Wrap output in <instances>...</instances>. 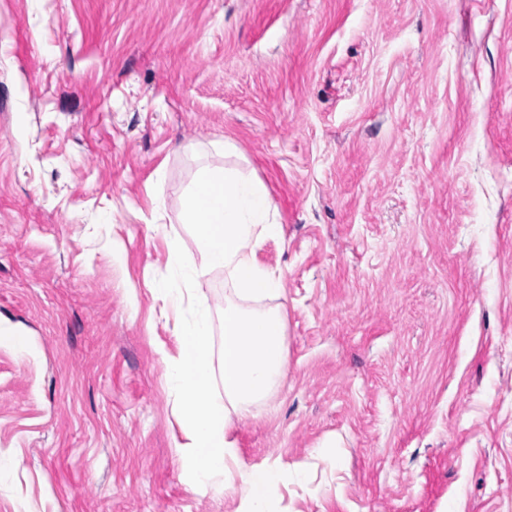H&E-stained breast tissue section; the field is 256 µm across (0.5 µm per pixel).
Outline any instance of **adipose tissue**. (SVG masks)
Returning <instances> with one entry per match:
<instances>
[{"label": "adipose tissue", "instance_id": "obj_1", "mask_svg": "<svg viewBox=\"0 0 512 512\" xmlns=\"http://www.w3.org/2000/svg\"><path fill=\"white\" fill-rule=\"evenodd\" d=\"M183 217L197 231L201 261L188 263L171 252L176 278L163 290L186 311L181 353L167 366L191 437L185 467L196 485L240 493L247 512H272L284 472L276 465L243 466L233 432L236 421L267 400L288 373L285 315L262 305L282 294V278L257 259L261 242L278 233L275 207L252 173L231 164L204 165L183 198ZM215 268L223 269L232 293L224 301L219 359L213 352L212 310L196 290ZM234 468L240 476L236 484L227 479Z\"/></svg>", "mask_w": 512, "mask_h": 512}]
</instances>
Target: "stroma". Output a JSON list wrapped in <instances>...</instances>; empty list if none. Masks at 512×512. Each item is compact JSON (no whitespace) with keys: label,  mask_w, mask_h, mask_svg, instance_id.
I'll return each mask as SVG.
<instances>
[{"label":"stroma","mask_w":512,"mask_h":512,"mask_svg":"<svg viewBox=\"0 0 512 512\" xmlns=\"http://www.w3.org/2000/svg\"><path fill=\"white\" fill-rule=\"evenodd\" d=\"M224 139L281 228L274 512H512V0H0V512H245L164 378Z\"/></svg>","instance_id":"stroma-1"}]
</instances>
